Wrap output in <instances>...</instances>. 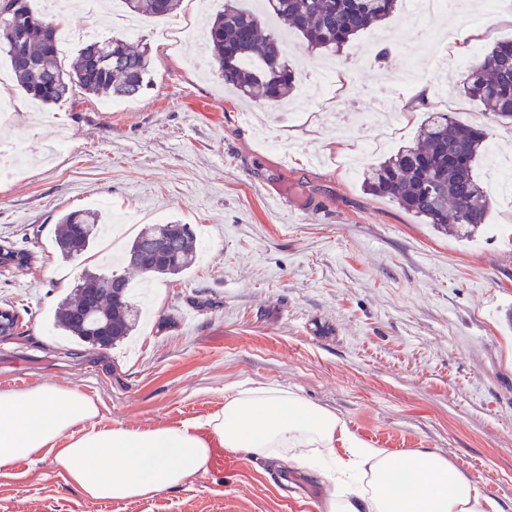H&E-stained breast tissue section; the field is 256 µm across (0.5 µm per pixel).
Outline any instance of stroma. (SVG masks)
<instances>
[{
  "label": "stroma",
  "instance_id": "obj_1",
  "mask_svg": "<svg viewBox=\"0 0 512 512\" xmlns=\"http://www.w3.org/2000/svg\"><path fill=\"white\" fill-rule=\"evenodd\" d=\"M53 22L58 55L73 63L88 38L147 45L150 82L133 100L73 91L27 98L4 57L0 168L14 146L25 167L0 177V241L31 249V268L0 269V308L14 306L17 335L0 336V390L77 387L98 408L97 427L178 425L219 412L242 385H276L336 413L360 439L398 454L448 459L512 512V201L497 197L471 241L436 232L394 202L365 191L344 164L364 138L383 159L415 138L429 112L486 129L498 145L476 174L494 188L512 158V124L491 119L444 74L457 57L512 40V0H455L448 13L382 26L339 51L305 53L288 33V61L310 74L349 69L295 94L288 111L240 100L206 51V23L224 0H181L171 15L134 18L123 0L58 9L29 0ZM436 74L381 110L377 88L426 42ZM386 46L382 62L365 48ZM215 105L217 116L205 115ZM287 199L289 214L270 199ZM131 216L130 233L178 220L205 232L199 262L152 282L151 312L133 336L100 349L53 324L83 272L113 270L99 240L73 260L55 245L59 215ZM224 473L201 472L152 498L98 502L72 486L54 454L0 476V512H317L326 495L310 467L236 453Z\"/></svg>",
  "mask_w": 512,
  "mask_h": 512
}]
</instances>
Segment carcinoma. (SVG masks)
I'll return each instance as SVG.
<instances>
[{"label": "carcinoma", "mask_w": 512, "mask_h": 512, "mask_svg": "<svg viewBox=\"0 0 512 512\" xmlns=\"http://www.w3.org/2000/svg\"><path fill=\"white\" fill-rule=\"evenodd\" d=\"M179 0H125L133 13L163 17ZM398 0H263V13L300 33L311 51L338 50L357 34L391 16ZM34 33L24 52L0 39L4 54L21 89L44 103H54L72 88L94 96L132 98L150 79L148 48L134 49L121 39L85 44L69 69L57 50L54 25L37 16ZM213 63L224 84L243 99L281 104L292 94L295 73L285 58L280 38L263 30L261 15L225 0L224 11L209 27ZM112 59V67L104 61ZM464 96L477 102L496 120L512 123V40L494 44L455 76ZM488 133L464 124L446 112H429L420 134L396 152L361 172L370 194L389 199L441 233L460 240L472 238L494 202L474 175L487 150ZM55 243L61 258L71 260L88 251L99 237L100 216L73 210L57 221ZM34 253L10 243L0 245V267L24 270ZM197 260L196 238L177 221L150 224L132 241L125 255L127 267L144 274L176 278ZM142 317L129 300V278L85 273L80 285L57 307L56 325L71 336L105 348L130 335ZM19 315L9 305L0 310V336H12Z\"/></svg>", "instance_id": "1"}]
</instances>
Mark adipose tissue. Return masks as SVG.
Segmentation results:
<instances>
[{"label": "adipose tissue", "instance_id": "obj_1", "mask_svg": "<svg viewBox=\"0 0 512 512\" xmlns=\"http://www.w3.org/2000/svg\"><path fill=\"white\" fill-rule=\"evenodd\" d=\"M96 414L74 388L0 390V474L51 453L86 497L118 502L182 485L207 469L218 447L298 466L311 455L333 468L339 445L355 449L350 466L360 479L334 486L318 512H500L444 457L370 447L335 413L278 386L240 387L220 412L177 427L99 428Z\"/></svg>", "mask_w": 512, "mask_h": 512}]
</instances>
